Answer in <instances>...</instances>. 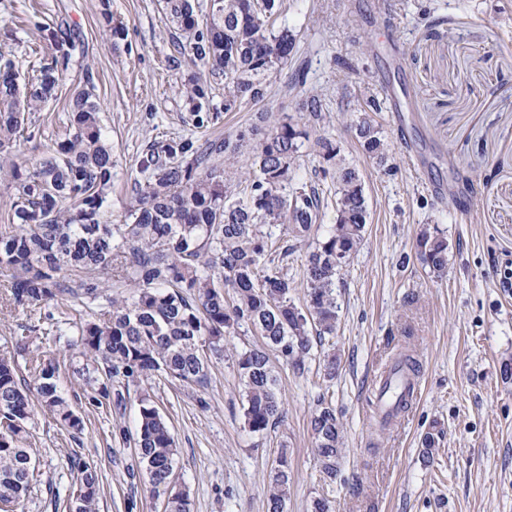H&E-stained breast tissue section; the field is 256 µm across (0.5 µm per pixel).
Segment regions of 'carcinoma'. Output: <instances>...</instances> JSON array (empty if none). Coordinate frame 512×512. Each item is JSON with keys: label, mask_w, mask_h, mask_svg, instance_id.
I'll list each match as a JSON object with an SVG mask.
<instances>
[{"label": "carcinoma", "mask_w": 512, "mask_h": 512, "mask_svg": "<svg viewBox=\"0 0 512 512\" xmlns=\"http://www.w3.org/2000/svg\"><path fill=\"white\" fill-rule=\"evenodd\" d=\"M170 22L181 32L193 60L224 76V111L267 96L271 75L288 60L295 37L282 18V0H164ZM57 67L43 66L26 80L13 60L0 55V156L32 137V114L55 98ZM199 128L216 116L202 111L205 86L184 88ZM356 136L366 157L389 172L387 144L375 121L359 117ZM307 130L286 119L252 126L222 139L198 143L171 140L139 161L143 180L124 215L107 217L112 187V151L94 94L74 92L66 131L54 153L11 166L9 208L0 224V269L9 272L0 302L26 315L12 349L0 351V500L24 512L37 483L29 423L41 410L65 429L84 430L80 416L59 387L53 358L35 354L34 343L51 339L76 347L85 358L77 373L91 387L89 401L125 410L131 391L166 376L206 388L211 357L224 355L227 337L246 328L263 338L235 354L242 385L244 425L263 435L283 417L274 353L293 369L303 368L315 340L336 333L340 306L336 282L365 237L368 203L359 169L344 162L329 137L315 141L323 169L336 180L335 223L314 238L304 266L305 303L292 298L288 274L294 246L272 238L283 227L296 240L311 236L321 198L294 181L293 163ZM254 142L253 168L237 183L226 164ZM418 259L439 276L448 268V238L421 231ZM123 274L128 295L112 296L101 284L108 272ZM97 311L71 319L59 312L69 302ZM31 363L34 384L19 376L18 359ZM324 482L334 483L343 459L336 409L321 406L311 416ZM134 448L151 493L167 498V512H189V494L173 480L178 449L166 417L147 393L138 398ZM80 498L69 495L67 512H99L97 468L73 460ZM291 472L281 452L269 475L267 512H283Z\"/></svg>", "instance_id": "carcinoma-1"}]
</instances>
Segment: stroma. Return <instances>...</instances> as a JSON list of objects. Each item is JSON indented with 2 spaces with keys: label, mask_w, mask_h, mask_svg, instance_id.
<instances>
[{
  "label": "stroma",
  "mask_w": 512,
  "mask_h": 512,
  "mask_svg": "<svg viewBox=\"0 0 512 512\" xmlns=\"http://www.w3.org/2000/svg\"><path fill=\"white\" fill-rule=\"evenodd\" d=\"M296 47L273 74L258 104L224 109V79H207L218 120L196 128L182 87L202 73L178 53L179 33L159 0H0V54L25 76L57 62V97L35 114L38 135L21 143L17 162L50 155L64 131L66 105L92 89L112 145L109 211L120 222L139 179L138 162L170 138L224 137L270 111L305 126L310 137L336 139L363 174L369 218L336 298L334 337L315 346L304 370L274 360L285 415L266 434L245 429L233 355L256 343L228 337L198 393L164 376L145 382L167 416L179 450L178 484L190 512H266L268 475L287 452L292 479L285 512H311L326 499L332 512H512V0H284ZM124 31L112 35L109 19ZM304 85L294 86L297 71ZM402 106L374 119L396 166L385 174L366 159L354 125L379 84ZM322 103L321 121L306 109ZM324 162L304 145L299 182L319 193L322 226L333 224L334 186ZM448 238V270L435 277L416 256L421 230ZM411 351L421 390L396 422L376 417L371 397L385 365ZM41 354L60 364L59 386L85 420L72 436L36 413L28 445L40 480L25 512H55L76 475L71 455L102 475L100 512H162L145 474L129 478L138 405L123 413L90 405L75 374L82 357L45 341ZM340 369L325 379L322 361ZM332 404L343 430L336 482L321 477L310 418ZM442 437L426 462L422 436ZM135 510H128V501Z\"/></svg>",
  "instance_id": "35a3bbf8"
}]
</instances>
